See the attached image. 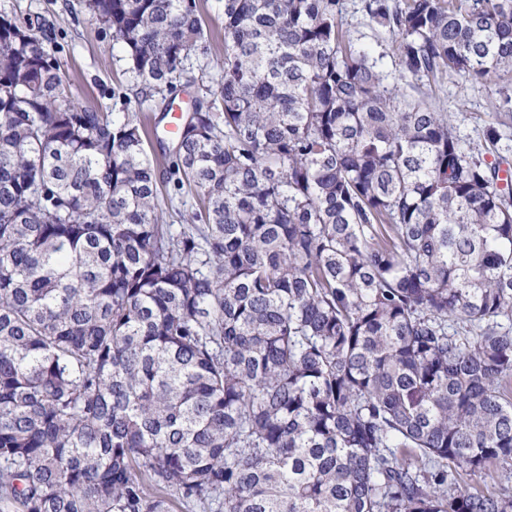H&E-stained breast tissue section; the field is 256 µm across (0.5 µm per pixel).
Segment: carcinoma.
<instances>
[{"label": "carcinoma", "instance_id": "obj_1", "mask_svg": "<svg viewBox=\"0 0 512 512\" xmlns=\"http://www.w3.org/2000/svg\"><path fill=\"white\" fill-rule=\"evenodd\" d=\"M143 88L196 0H87ZM224 0L173 150L0 15V512H512V185L357 47ZM400 76L512 73V0H360ZM199 206L164 222L161 186Z\"/></svg>", "mask_w": 512, "mask_h": 512}]
</instances>
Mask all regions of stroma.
<instances>
[{
	"label": "stroma",
	"instance_id": "obj_1",
	"mask_svg": "<svg viewBox=\"0 0 512 512\" xmlns=\"http://www.w3.org/2000/svg\"><path fill=\"white\" fill-rule=\"evenodd\" d=\"M359 0H346L344 23L354 41L371 46L380 55L381 66L394 72L396 56L389 33L379 30L358 12ZM199 12L214 38L209 53L191 52L185 63L181 88L175 99L183 105L190 95L216 86L221 73L214 60L224 54L223 0H197ZM0 14L21 19L43 18L52 26L55 55L62 74L69 80L77 101L106 112H137L156 115L165 105L162 97H147L128 70L124 52L106 29L84 7V0H0ZM496 87L449 77L433 89V106L448 117L457 135L479 148L487 161L512 165V112L496 111ZM500 133L497 144L485 141L487 126Z\"/></svg>",
	"mask_w": 512,
	"mask_h": 512
}]
</instances>
